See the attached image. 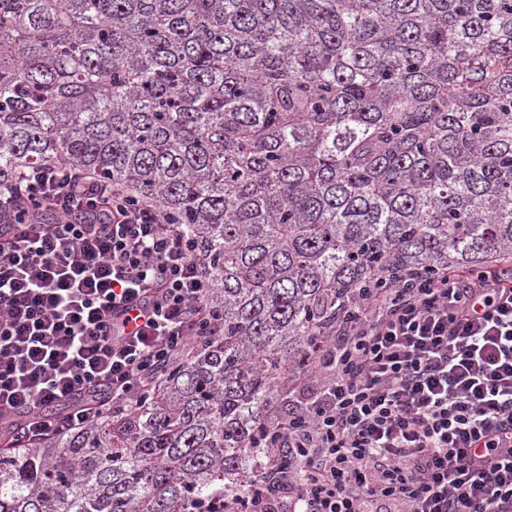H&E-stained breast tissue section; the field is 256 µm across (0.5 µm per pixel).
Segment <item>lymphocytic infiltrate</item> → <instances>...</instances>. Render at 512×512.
<instances>
[{
  "instance_id": "obj_1",
  "label": "lymphocytic infiltrate",
  "mask_w": 512,
  "mask_h": 512,
  "mask_svg": "<svg viewBox=\"0 0 512 512\" xmlns=\"http://www.w3.org/2000/svg\"><path fill=\"white\" fill-rule=\"evenodd\" d=\"M159 203L70 166L0 183V433L19 446L129 406L219 326ZM235 512H512V262L353 304L278 415Z\"/></svg>"
}]
</instances>
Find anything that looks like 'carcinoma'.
<instances>
[{"label": "carcinoma", "instance_id": "1", "mask_svg": "<svg viewBox=\"0 0 512 512\" xmlns=\"http://www.w3.org/2000/svg\"><path fill=\"white\" fill-rule=\"evenodd\" d=\"M68 164L196 240L221 335L0 512H231L361 289L512 256V0H0V182Z\"/></svg>", "mask_w": 512, "mask_h": 512}]
</instances>
